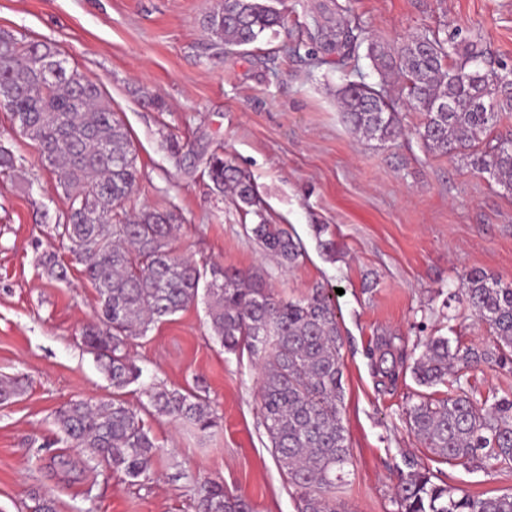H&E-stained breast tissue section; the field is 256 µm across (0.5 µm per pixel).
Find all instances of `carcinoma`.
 <instances>
[{
	"instance_id": "carcinoma-1",
	"label": "carcinoma",
	"mask_w": 512,
	"mask_h": 512,
	"mask_svg": "<svg viewBox=\"0 0 512 512\" xmlns=\"http://www.w3.org/2000/svg\"><path fill=\"white\" fill-rule=\"evenodd\" d=\"M334 7L339 19L314 20L310 39L315 49L308 55L322 64L334 54L336 63L345 66L358 58L364 37L345 17L348 8L338 2ZM283 26L284 16L270 0H224L202 19L204 31L227 47L251 45ZM367 55L379 71L402 80L410 108L424 116L414 134L427 151L466 158L474 170L489 173L512 192L511 138H496L479 155L470 152L488 137L500 114L512 109V79L492 89L495 111L473 107L486 89L483 50L472 42L450 45L424 32L393 50L371 42ZM338 95L343 118L355 134L380 141L401 135L400 113L383 91L349 81ZM0 96L11 97L10 118L28 127L26 138L57 172L68 211L54 231L97 293L98 322L86 327L83 340L102 360L113 396L75 400L58 411L56 423L72 447L88 461L130 479L150 478L156 445L138 410L119 394L140 377L127 346L150 325L183 311L202 289L213 337L224 351L245 348L263 363V425L280 469L296 490L297 512H336L330 494L347 475L351 453L339 415L343 369L332 297L315 288L305 298L282 299L265 287L257 271L218 265L201 270L173 247L174 212L142 210L129 217L121 204L139 176L129 132L112 112L101 84L69 66L55 44L0 30ZM441 101L448 102L449 111H435ZM207 168L217 189L230 190L242 211L260 218L251 232L264 250L282 265H295L300 244L281 225L262 218L250 178L218 153L210 155ZM40 265L56 280L67 278V266L53 252L43 254ZM460 295L489 326L490 344L463 350L445 336L424 344L413 377L422 387L444 385L447 391L442 397L418 395L408 411L409 427L445 460L473 465L489 458L512 467V393L494 391L479 402L469 380L459 375L448 380L452 369L481 363L512 369V282L475 271L448 300ZM373 356L378 373L395 381L405 360L401 338H378ZM22 392L19 381L1 380L0 404ZM143 393L158 414L187 421L202 434L215 426L216 416L201 396L155 386ZM397 505L398 512H512V492L457 496L411 464L401 476ZM197 512L252 508L224 484L208 481L200 488Z\"/></svg>"
}]
</instances>
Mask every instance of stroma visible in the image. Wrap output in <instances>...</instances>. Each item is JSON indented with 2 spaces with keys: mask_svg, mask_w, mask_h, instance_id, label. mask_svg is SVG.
Returning <instances> with one entry per match:
<instances>
[{
  "mask_svg": "<svg viewBox=\"0 0 512 512\" xmlns=\"http://www.w3.org/2000/svg\"><path fill=\"white\" fill-rule=\"evenodd\" d=\"M323 2L281 0L287 32L244 47L203 30L219 0H0V29L54 43L101 83L137 157L124 210L176 211L181 253L200 265L263 272L278 297L334 291L340 414L352 453L335 493L342 512H397L401 475L412 464L459 494L512 492V468L492 459L449 463L426 449L408 424L420 392L410 368L384 383L371 355L381 336L401 337L411 359L432 336L487 343L488 325L447 296L473 270L512 281V193L466 160L426 151L413 135L422 114L403 108L400 85L382 80L366 55L344 67L311 64L309 33ZM345 2L350 19L384 46L430 30L459 44L478 41L495 66L512 68V0ZM287 44L299 53L285 54ZM350 80L401 106L405 135L382 143L350 131L337 96ZM172 140L179 154L168 150ZM0 145L20 162L17 174H0V378L24 384L0 405V512H33L45 493L57 512H196L208 480L245 496L254 512H296L262 425L259 363L245 350L224 352L201 302L131 340L141 376L124 398L137 408L144 388H180L208 399L216 427L202 438L143 413L159 448L149 479L106 469L97 480L84 477L85 458L54 417L70 401L112 396L82 342L96 320V294L78 267L58 282L40 266L47 251L70 259L52 232L68 203L39 148L2 112ZM215 152L250 176L265 217L300 242L297 266L265 254L251 232L256 216L209 180L205 162Z\"/></svg>",
  "mask_w": 512,
  "mask_h": 512,
  "instance_id": "obj_1",
  "label": "stroma"
}]
</instances>
